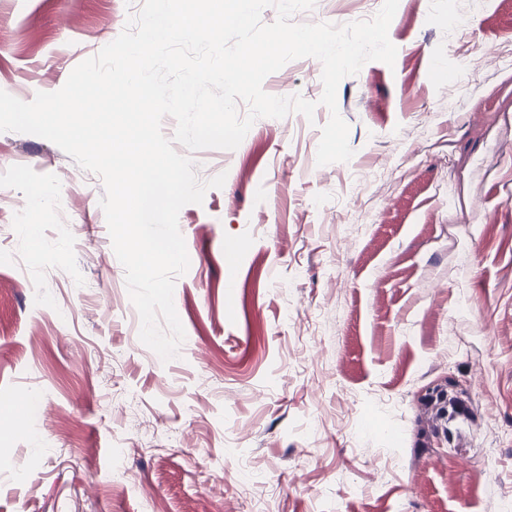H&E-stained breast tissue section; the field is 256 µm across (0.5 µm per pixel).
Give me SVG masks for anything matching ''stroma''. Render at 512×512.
I'll return each instance as SVG.
<instances>
[{
	"mask_svg": "<svg viewBox=\"0 0 512 512\" xmlns=\"http://www.w3.org/2000/svg\"><path fill=\"white\" fill-rule=\"evenodd\" d=\"M143 0H0V90L54 92ZM315 0L296 23L372 18ZM456 14L459 28L448 26ZM394 66L192 155L178 357L140 318L99 204L52 142L0 132V512H503L512 501V0H399ZM68 200L41 208L38 192ZM122 466L126 485L102 473Z\"/></svg>",
	"mask_w": 512,
	"mask_h": 512,
	"instance_id": "stroma-1",
	"label": "stroma"
}]
</instances>
